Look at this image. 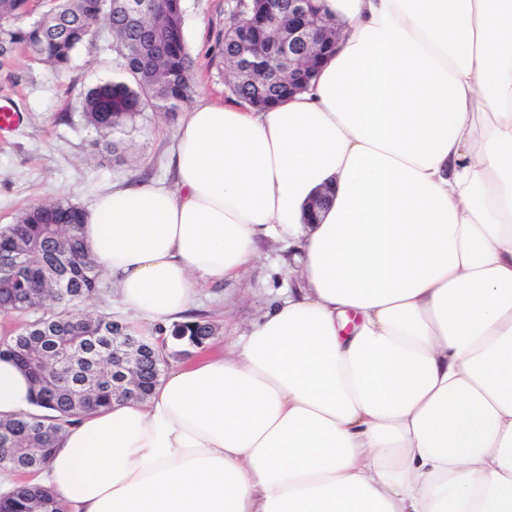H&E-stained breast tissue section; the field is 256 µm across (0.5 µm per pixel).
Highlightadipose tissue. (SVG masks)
<instances>
[{
  "label": "adipose tissue",
  "instance_id": "adipose-tissue-1",
  "mask_svg": "<svg viewBox=\"0 0 512 512\" xmlns=\"http://www.w3.org/2000/svg\"><path fill=\"white\" fill-rule=\"evenodd\" d=\"M321 4L344 30L307 91L200 98L172 187L85 208L150 333L263 241L297 277L223 353L70 426L34 479L60 512H512V0ZM38 411L1 358L0 418Z\"/></svg>",
  "mask_w": 512,
  "mask_h": 512
}]
</instances>
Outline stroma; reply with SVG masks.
Segmentation results:
<instances>
[{
  "label": "stroma",
  "mask_w": 512,
  "mask_h": 512,
  "mask_svg": "<svg viewBox=\"0 0 512 512\" xmlns=\"http://www.w3.org/2000/svg\"><path fill=\"white\" fill-rule=\"evenodd\" d=\"M185 37L196 69V96L226 100L224 66L214 58L216 32L223 28L227 0H184ZM93 43L80 48L70 69L58 73L43 62L19 56L0 67V101L19 114L0 132V228L26 207L67 200L87 207L107 188L130 181L170 185L171 155L179 113L143 112L126 136L122 159L98 154L99 136L81 111V96L116 73V53L104 22ZM276 282L255 272L237 291L234 319L247 328L277 293Z\"/></svg>",
  "instance_id": "obj_1"
}]
</instances>
